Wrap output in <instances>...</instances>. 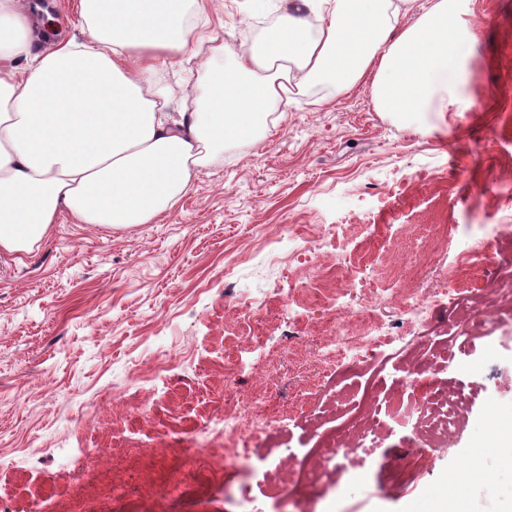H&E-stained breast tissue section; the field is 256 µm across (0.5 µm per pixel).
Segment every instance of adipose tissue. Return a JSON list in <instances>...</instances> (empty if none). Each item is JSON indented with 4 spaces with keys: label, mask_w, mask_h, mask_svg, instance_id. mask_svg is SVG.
Listing matches in <instances>:
<instances>
[{
    "label": "adipose tissue",
    "mask_w": 512,
    "mask_h": 512,
    "mask_svg": "<svg viewBox=\"0 0 512 512\" xmlns=\"http://www.w3.org/2000/svg\"><path fill=\"white\" fill-rule=\"evenodd\" d=\"M471 0H294L262 44L207 38L209 0H79L85 42L53 39L34 0H0V252L30 251L69 213L83 224L151 223L232 141L268 129L290 86L344 95L411 123L454 112L477 41ZM318 16V30L309 19ZM48 43L35 51L36 42ZM224 58L190 112L161 68Z\"/></svg>",
    "instance_id": "ef3b65f1"
}]
</instances>
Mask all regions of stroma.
Masks as SVG:
<instances>
[{
  "label": "stroma",
  "instance_id": "1",
  "mask_svg": "<svg viewBox=\"0 0 512 512\" xmlns=\"http://www.w3.org/2000/svg\"><path fill=\"white\" fill-rule=\"evenodd\" d=\"M289 0H218L207 29L230 48L269 33ZM479 35L466 108L424 136L378 111L369 83L294 95L271 133L228 146L148 224L114 230L68 214L32 251L0 254V488L9 512H512V314L460 325L455 289L512 286V240L485 241L467 280L458 250L482 238L512 186V0H473ZM354 264V285L336 261ZM437 295L424 313L412 304ZM368 305L385 342L335 359ZM262 319L246 326V306ZM377 397L366 462L326 460L314 484L274 488L290 458L354 423ZM458 395L463 421L416 448L405 410ZM246 408L262 423L228 466L204 423ZM111 448L108 457L98 448ZM482 449L460 501L448 485Z\"/></svg>",
  "mask_w": 512,
  "mask_h": 512
}]
</instances>
